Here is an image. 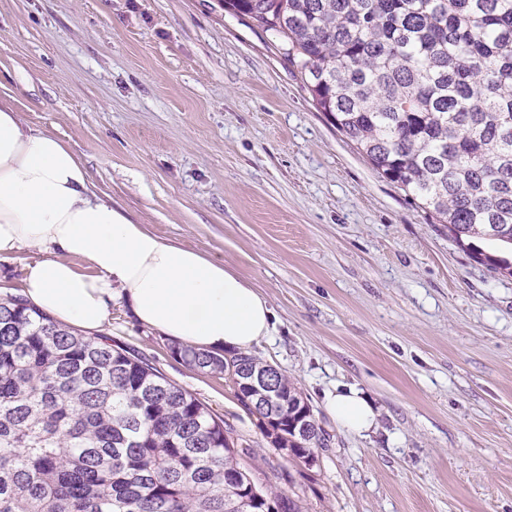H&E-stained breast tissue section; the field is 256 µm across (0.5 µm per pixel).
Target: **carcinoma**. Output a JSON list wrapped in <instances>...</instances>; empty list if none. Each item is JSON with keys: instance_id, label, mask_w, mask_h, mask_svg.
I'll list each match as a JSON object with an SVG mask.
<instances>
[{"instance_id": "carcinoma-1", "label": "carcinoma", "mask_w": 512, "mask_h": 512, "mask_svg": "<svg viewBox=\"0 0 512 512\" xmlns=\"http://www.w3.org/2000/svg\"><path fill=\"white\" fill-rule=\"evenodd\" d=\"M281 42L317 108L372 167L512 277V0H224ZM224 376L263 436L308 467L328 434L282 371L259 409L245 352L172 346ZM312 421L301 433L295 423ZM252 446L146 357L0 297V512H301L242 473Z\"/></svg>"}]
</instances>
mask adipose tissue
Masks as SVG:
<instances>
[{"mask_svg": "<svg viewBox=\"0 0 512 512\" xmlns=\"http://www.w3.org/2000/svg\"><path fill=\"white\" fill-rule=\"evenodd\" d=\"M24 248L27 300L57 321L101 332L112 300L180 344L247 351L272 327L267 300L243 277L201 252L148 231L97 195L84 162L58 137L26 129L0 101V258ZM327 413L354 434L377 414L354 387L327 394Z\"/></svg>", "mask_w": 512, "mask_h": 512, "instance_id": "obj_1", "label": "adipose tissue"}]
</instances>
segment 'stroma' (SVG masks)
Instances as JSON below:
<instances>
[{"mask_svg":"<svg viewBox=\"0 0 512 512\" xmlns=\"http://www.w3.org/2000/svg\"><path fill=\"white\" fill-rule=\"evenodd\" d=\"M7 95L98 195L268 301L275 327L251 352L332 436L306 469L124 300L105 328L252 441L240 463L258 482L304 512H512V279L357 153L272 33L223 0H0ZM342 385L377 409L368 435L326 413Z\"/></svg>","mask_w":512,"mask_h":512,"instance_id":"obj_1","label":"stroma"}]
</instances>
